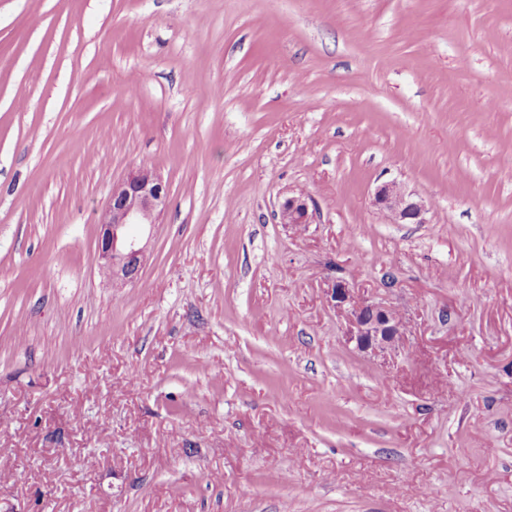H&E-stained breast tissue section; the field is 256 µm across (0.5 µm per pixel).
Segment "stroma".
Returning a JSON list of instances; mask_svg holds the SVG:
<instances>
[{
  "mask_svg": "<svg viewBox=\"0 0 512 512\" xmlns=\"http://www.w3.org/2000/svg\"><path fill=\"white\" fill-rule=\"evenodd\" d=\"M1 469L0 512H512V0H0ZM168 195V184L149 166H139L113 185L99 216L97 241L100 270L113 287L124 288L140 279L147 247ZM143 234H147L145 243ZM373 204L385 211L395 224H421L425 221L426 205L394 180L376 189ZM310 197L300 193L288 196L281 203L277 218L282 224H310L313 223V211H310ZM330 299L336 310L346 316V336L349 342H356L358 350L385 354L399 347L404 336V321L393 306L360 302L344 280H336L332 285Z\"/></svg>",
  "mask_w": 512,
  "mask_h": 512,
  "instance_id": "35a3bbf8",
  "label": "stroma"
}]
</instances>
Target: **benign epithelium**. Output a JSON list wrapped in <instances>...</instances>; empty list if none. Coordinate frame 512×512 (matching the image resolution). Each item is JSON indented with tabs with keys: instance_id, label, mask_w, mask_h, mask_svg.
Masks as SVG:
<instances>
[{
	"instance_id": "obj_1",
	"label": "benign epithelium",
	"mask_w": 512,
	"mask_h": 512,
	"mask_svg": "<svg viewBox=\"0 0 512 512\" xmlns=\"http://www.w3.org/2000/svg\"><path fill=\"white\" fill-rule=\"evenodd\" d=\"M168 195V184L149 166L132 170L113 185L99 216L97 241L100 270L113 286L124 288L140 279L148 247L143 238H152ZM309 201L310 197L302 193L286 198L277 213L279 223H313ZM373 204L396 224L425 223L426 205L394 180L376 189ZM330 299L336 310L346 316V336L348 341L356 342L357 349L383 354L399 347L404 321L393 306L359 301L344 280L332 285Z\"/></svg>"
}]
</instances>
